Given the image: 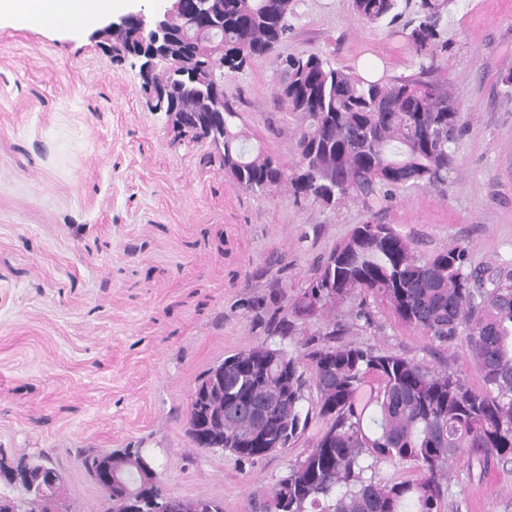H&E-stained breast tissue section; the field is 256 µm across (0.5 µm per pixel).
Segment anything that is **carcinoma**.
Here are the masks:
<instances>
[{"label":"carcinoma","instance_id":"carcinoma-1","mask_svg":"<svg viewBox=\"0 0 512 512\" xmlns=\"http://www.w3.org/2000/svg\"><path fill=\"white\" fill-rule=\"evenodd\" d=\"M222 2L226 74L272 55L288 34L293 0ZM456 2L421 0L407 35L414 75L370 82L318 54L283 61L287 78L278 94L299 119L292 168L243 146L237 112L223 101L225 174L253 194L285 189L326 206L356 198L368 210L420 185L445 191L462 113L437 61L448 51L440 21ZM401 7L402 0H354L369 24L397 21ZM176 39L187 55L207 48L190 30ZM362 293L386 301L402 324L439 343L462 339L482 386L352 343L293 356L263 342L224 357V450L254 462L288 452L304 436L308 442L250 512H445L451 463L467 454L512 461V267L477 269L460 243L423 256L391 225L360 224L284 313L265 322L267 335L286 336L296 321ZM309 382L313 409L305 407ZM209 416L207 401L192 405L189 428ZM121 454L134 464L112 484V512L128 509L131 491L139 492V512L165 508L161 485L143 481L139 449ZM383 463L408 465L417 476L384 479Z\"/></svg>","mask_w":512,"mask_h":512}]
</instances>
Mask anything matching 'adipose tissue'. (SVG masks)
<instances>
[{"mask_svg":"<svg viewBox=\"0 0 512 512\" xmlns=\"http://www.w3.org/2000/svg\"><path fill=\"white\" fill-rule=\"evenodd\" d=\"M123 0H0V22L16 28L81 29L94 26Z\"/></svg>","mask_w":512,"mask_h":512,"instance_id":"1","label":"adipose tissue"}]
</instances>
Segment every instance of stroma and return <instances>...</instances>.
Returning a JSON list of instances; mask_svg holds the SVG:
<instances>
[{
    "mask_svg": "<svg viewBox=\"0 0 512 512\" xmlns=\"http://www.w3.org/2000/svg\"><path fill=\"white\" fill-rule=\"evenodd\" d=\"M274 56L224 79L247 143L294 163L296 114L279 103L276 60L320 54L415 73L402 23L372 26L353 0H295ZM440 66L466 124L452 145L448 190L418 187L366 210L287 191L254 196L207 142L178 138L153 111L134 58H113L95 29L0 28V453L59 470L57 512H106L81 452L140 448L167 493L249 512L252 497L307 450L255 463L196 448L187 407L200 376L266 341L301 352L334 325L344 342L466 374L461 340L438 344L368 298L373 328H353L357 301L267 336L251 304L277 309L270 278L293 300L310 270L359 224H390L424 254L464 243L472 266H512V0H459L444 12ZM447 512H512V462L462 460Z\"/></svg>",
    "mask_w": 512,
    "mask_h": 512,
    "instance_id": "stroma-1",
    "label": "stroma"
}]
</instances>
